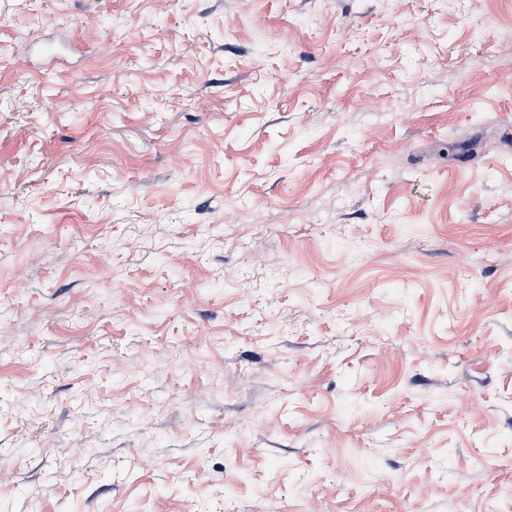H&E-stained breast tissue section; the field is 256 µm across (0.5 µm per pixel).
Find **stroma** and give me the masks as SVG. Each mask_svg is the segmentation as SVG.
Instances as JSON below:
<instances>
[{
    "label": "stroma",
    "instance_id": "obj_1",
    "mask_svg": "<svg viewBox=\"0 0 512 512\" xmlns=\"http://www.w3.org/2000/svg\"><path fill=\"white\" fill-rule=\"evenodd\" d=\"M0 512H512V0H0Z\"/></svg>",
    "mask_w": 512,
    "mask_h": 512
}]
</instances>
